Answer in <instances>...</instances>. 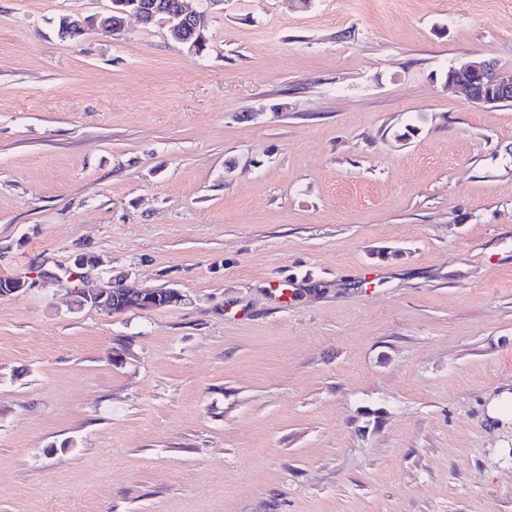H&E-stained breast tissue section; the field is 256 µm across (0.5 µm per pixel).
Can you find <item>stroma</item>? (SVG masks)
<instances>
[{"instance_id": "35a3bbf8", "label": "stroma", "mask_w": 512, "mask_h": 512, "mask_svg": "<svg viewBox=\"0 0 512 512\" xmlns=\"http://www.w3.org/2000/svg\"><path fill=\"white\" fill-rule=\"evenodd\" d=\"M187 5L0 0V512H512V0ZM141 1L144 3L139 4L135 9H133L132 11L129 12L127 10H123L120 8L122 6H124V7L128 6L129 3L127 0H110L112 6L107 10V12L104 14L96 15L95 17H93L90 20H87V19H84L81 17H75V16H70L66 19V17L68 15H64V16L60 17V19H59V27H60L61 33L65 32L69 36L75 37V36L82 34L83 31L85 30V28L88 27L89 25L96 27L100 31L109 33L108 29L110 28V24L112 23V14L113 13H114L113 20L115 22L114 28H113V33H119L123 30V28H122L123 23L119 22V20L124 19V16L121 14L132 13V14L136 15L142 23H148V24H146V26H151L160 20H165V21L167 20V16H165L163 14L157 15L152 20L155 12L158 13L161 8L166 7L165 3L159 2L162 0H159V1L154 0L153 2H145V0H141ZM119 13H121V14H119ZM65 19H66V22H65L64 26L67 29H70V30L71 29H82V30H77L74 33L66 32V29H63V23H64ZM110 33H112V30ZM113 33H112V35H115ZM168 14L170 16V20H168L167 23L169 24V32L172 38L186 47L189 51L197 52L199 48L200 52L205 45L204 37L198 46L197 39H192V35L189 33L192 27H194L196 31L200 32V21L198 16L195 13L188 11L184 2L182 3L181 1L178 2L177 10ZM450 70L452 78L445 84L460 88L472 102H512V72L498 69L493 62L469 59ZM76 293L78 297L76 306L78 308L81 309L88 306L111 314L132 293L139 294L142 308L136 304V300L127 301L114 314H120L133 309L139 310V308L144 311L156 310L155 308L160 304L161 299L163 300V305L180 304L183 300V296L171 288H119V285H114L112 282L97 288H83Z\"/></svg>"}]
</instances>
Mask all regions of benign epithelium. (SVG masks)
I'll return each instance as SVG.
<instances>
[{"label":"benign epithelium","instance_id":"benign-epithelium-1","mask_svg":"<svg viewBox=\"0 0 512 512\" xmlns=\"http://www.w3.org/2000/svg\"><path fill=\"white\" fill-rule=\"evenodd\" d=\"M111 7L104 14H99L90 20L70 16L66 19L65 27L68 29H85L93 26L103 32H108L112 23V14L125 13L123 7L128 0H110ZM165 7L161 0H146L132 10L143 23L152 20L155 13ZM169 32L172 38L190 51L198 50V41L192 38L190 29L200 30L198 16L187 10L184 3H178L177 10L170 13L168 20ZM452 78L446 85L455 86L463 90L468 99L475 103H488L490 101L512 102V72L498 69L496 65L486 59H469L451 69ZM139 294L142 310L151 311L159 303L179 304L184 301L183 296L170 288H121L108 283L97 288H83L77 291L76 306L78 308L91 307L102 312L112 313L122 304L130 294Z\"/></svg>","mask_w":512,"mask_h":512}]
</instances>
